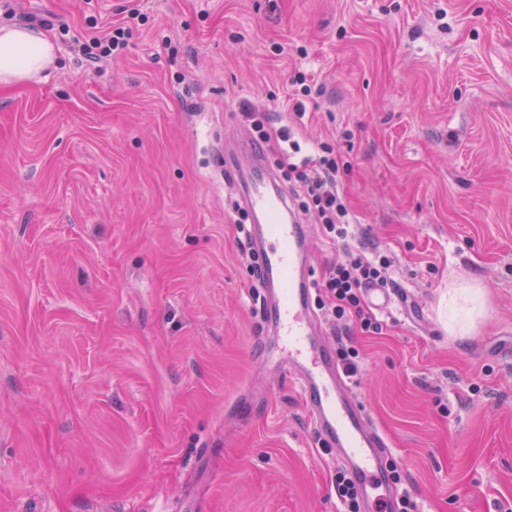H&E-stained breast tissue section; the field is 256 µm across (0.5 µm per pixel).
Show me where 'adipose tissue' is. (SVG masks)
Listing matches in <instances>:
<instances>
[{
	"label": "adipose tissue",
	"mask_w": 512,
	"mask_h": 512,
	"mask_svg": "<svg viewBox=\"0 0 512 512\" xmlns=\"http://www.w3.org/2000/svg\"><path fill=\"white\" fill-rule=\"evenodd\" d=\"M54 59V45L32 29L0 26V84L36 78Z\"/></svg>",
	"instance_id": "obj_1"
}]
</instances>
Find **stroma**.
<instances>
[{"mask_svg": "<svg viewBox=\"0 0 512 512\" xmlns=\"http://www.w3.org/2000/svg\"><path fill=\"white\" fill-rule=\"evenodd\" d=\"M43 20L54 63L0 87V512H343L296 384L258 374L222 173L247 109L338 144L352 242L413 301L350 336L400 494L512 512V0H0ZM137 8L128 10L127 23L121 26H114L105 34L93 36L89 44H85L84 50L93 64L101 63L114 55L115 52L123 50L127 46L131 36L133 25L144 22L145 17Z\"/></svg>", "mask_w": 512, "mask_h": 512, "instance_id": "1", "label": "stroma"}]
</instances>
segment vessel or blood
<instances>
[{"label": "vessel or blood", "mask_w": 512, "mask_h": 512, "mask_svg": "<svg viewBox=\"0 0 512 512\" xmlns=\"http://www.w3.org/2000/svg\"><path fill=\"white\" fill-rule=\"evenodd\" d=\"M224 175L251 218L247 235L262 270L261 326L284 350L277 368L296 376L315 431L355 476L361 499L375 504L394 498L395 488L381 473L389 442L356 397L312 309L306 231L290 207L287 188L263 148L247 138L225 148ZM366 296L377 311L410 303L408 296L380 285L368 286Z\"/></svg>", "instance_id": "obj_1"}]
</instances>
